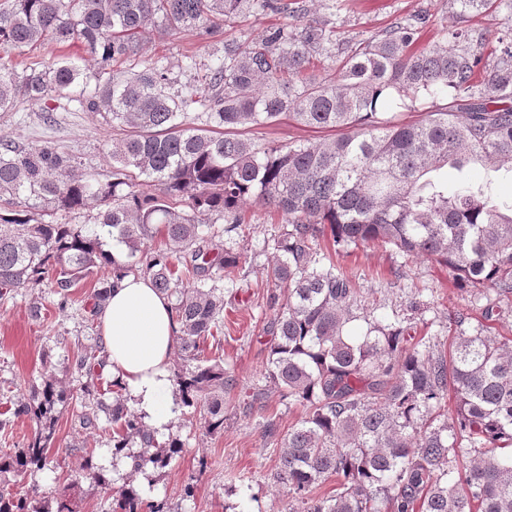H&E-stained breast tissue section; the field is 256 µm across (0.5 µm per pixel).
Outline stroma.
Here are the masks:
<instances>
[{
    "mask_svg": "<svg viewBox=\"0 0 512 512\" xmlns=\"http://www.w3.org/2000/svg\"><path fill=\"white\" fill-rule=\"evenodd\" d=\"M336 32L343 37L366 39L379 34L391 23L417 13L429 22L423 36L432 41L436 28L453 25L455 18L448 0H337ZM284 16L256 11L222 26L208 39L195 32L167 34L149 28L144 34V57L121 63V70H140L156 63L168 69L180 85L192 82L196 71L187 69L188 60L211 63L224 54L226 40L248 42L266 28L284 23ZM85 57L80 43H45L19 52L0 48V66L15 70L38 64L48 65L60 56ZM53 121H45L40 107L18 102L10 112H0V135L26 148L53 145L69 154L75 164L100 182L112 178V164L106 143L114 132L100 114L79 107L67 98L51 100ZM260 144L318 142L327 131L306 127L288 116L274 125L254 130ZM247 226L243 232L225 235L224 244L245 259L242 270L225 274L219 286L224 291V366L237 380L238 389L225 398L224 430L208 435L185 427L175 418L171 434L180 436L184 448L171 465L162 470L146 469L134 474L121 458L112 454L108 433L82 428L72 410L61 411L56 424V441L49 461L40 470L19 477L15 488L24 492L38 489L49 512H54V492L67 477L79 476L72 498L73 512H106L107 495L93 480L82 478L86 455H93L114 487L130 484L149 500L164 501L168 512H289L284 489L275 485L272 474L280 454V440L263 434L265 418L272 417L280 429L294 426L301 407L288 404L278 395L268 397L265 409H246L238 390L263 386L271 337L265 328L273 316L268 304L271 285L267 269L272 260L271 236L283 225L281 216L268 209L247 205ZM336 266L353 278L361 289L365 306L388 322L402 321L414 336H432L449 350L454 329L449 313L466 318L464 328L473 334L512 339V299L499 302L495 320L484 321L482 307L494 299L487 292L475 296L472 289L458 288L447 266L431 259L404 255L393 247L376 244H341L336 248ZM109 275L102 269L71 291L66 307L53 281L0 297V389L19 379H38L45 366H52L68 390L78 391L80 378L72 360L93 347L96 332L86 321L92 293ZM418 308H411V301ZM39 317H32V308ZM195 487L193 497L182 495L184 485Z\"/></svg>",
    "mask_w": 512,
    "mask_h": 512,
    "instance_id": "35a3bbf8",
    "label": "stroma"
}]
</instances>
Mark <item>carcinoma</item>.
<instances>
[{
	"label": "carcinoma",
	"mask_w": 512,
	"mask_h": 512,
	"mask_svg": "<svg viewBox=\"0 0 512 512\" xmlns=\"http://www.w3.org/2000/svg\"><path fill=\"white\" fill-rule=\"evenodd\" d=\"M456 25L418 47L425 15L381 33L336 37L325 20H300L288 0H10L0 11V45L22 50L77 41L98 68L140 57L150 27L192 30L202 39L218 22L246 9L270 10L290 22L249 44L224 42V56L205 81L179 88L168 69L148 65L103 80L70 58L22 73L0 68V112L18 99L39 105L95 78L77 101L125 131L108 142L112 180L79 172L51 145L26 149L0 136V296L36 288L49 278L61 303L96 269L110 277L93 291L95 323L112 288L133 274L149 278L172 300L174 373L184 417L207 434L224 431V394L236 387L221 349L224 292L201 283L223 278L243 256L224 235L243 227L248 202L275 209L287 225L273 238L268 277L273 336L266 385L254 407L277 392L304 416L281 438L275 481L290 512H512V340L462 330L444 355L407 345L405 328L360 317V289L336 270L319 241L382 243L448 266L462 287L489 286L512 296V212L495 201L492 180L448 189V167L512 173V28L486 52V35L471 18L512 12V0H448ZM336 62V76L308 74L314 60ZM451 96V102L436 100ZM429 100L414 124L388 117L391 108ZM196 105L200 111L189 112ZM288 115L311 128L336 131L319 143L259 146L247 132ZM154 187L146 194L140 182ZM101 208L96 224L59 221L60 211ZM212 215L224 227L205 224ZM160 235L165 247L146 241ZM124 247V256L110 245ZM103 343L76 357L81 425L98 429L105 413L112 454L126 452L135 472L167 467L184 447L161 444L127 406L120 385L103 382ZM107 387H102V384ZM20 400L12 418L36 425L19 448L0 454V512H45L40 495L12 492L16 478L43 468L56 434L55 413L74 399L46 370L41 381L13 384ZM453 393V412L445 399ZM139 446L140 451L129 448ZM83 475L111 494L112 512H164L127 484L117 489L86 457ZM336 478L332 495L312 489Z\"/></svg>",
	"instance_id": "obj_1"
}]
</instances>
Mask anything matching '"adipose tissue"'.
I'll return each instance as SVG.
<instances>
[{
    "instance_id": "1",
    "label": "adipose tissue",
    "mask_w": 512,
    "mask_h": 512,
    "mask_svg": "<svg viewBox=\"0 0 512 512\" xmlns=\"http://www.w3.org/2000/svg\"><path fill=\"white\" fill-rule=\"evenodd\" d=\"M106 372L123 388L145 424L167 431L175 417L171 357L177 329L168 299L148 278L119 280L100 316Z\"/></svg>"
}]
</instances>
